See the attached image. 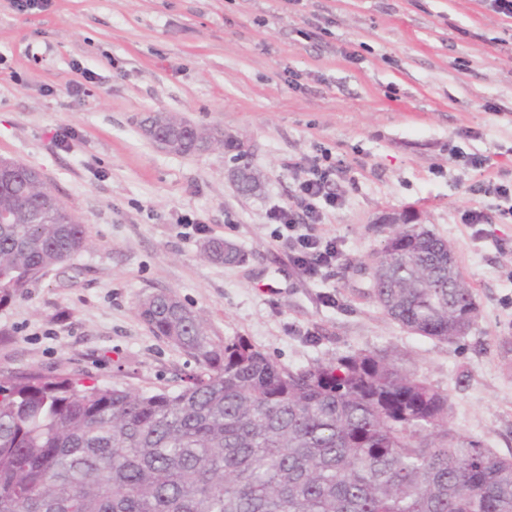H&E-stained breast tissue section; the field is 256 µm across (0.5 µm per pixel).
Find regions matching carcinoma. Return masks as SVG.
<instances>
[{
    "label": "carcinoma",
    "mask_w": 512,
    "mask_h": 512,
    "mask_svg": "<svg viewBox=\"0 0 512 512\" xmlns=\"http://www.w3.org/2000/svg\"><path fill=\"white\" fill-rule=\"evenodd\" d=\"M224 145L191 127L176 153ZM0 183V303L90 241L50 189ZM224 241L204 247L224 255ZM372 295L409 331L452 343L477 304L448 277L447 241L403 224L373 259ZM139 316L198 365L174 390L0 374V512H512V457L448 424V393L379 354L288 369L209 335L167 292Z\"/></svg>",
    "instance_id": "cac0c4a2"
}]
</instances>
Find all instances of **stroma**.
<instances>
[{
    "mask_svg": "<svg viewBox=\"0 0 512 512\" xmlns=\"http://www.w3.org/2000/svg\"><path fill=\"white\" fill-rule=\"evenodd\" d=\"M155 112L224 145L162 150L141 129ZM452 146L490 167L453 163ZM323 150L339 202L315 233L342 256L310 278L268 213ZM1 157L38 169L91 245L0 304V370L177 388L194 361L138 314L164 290L289 368L388 354L447 392L461 435L512 455V223L461 222L494 205L476 182L512 174V20L482 0H0ZM243 169L260 176L248 195ZM402 211L448 241L478 303L454 343L371 296L381 219ZM214 239L244 261L201 258Z\"/></svg>",
    "mask_w": 512,
    "mask_h": 512,
    "instance_id": "stroma-1",
    "label": "stroma"
}]
</instances>
